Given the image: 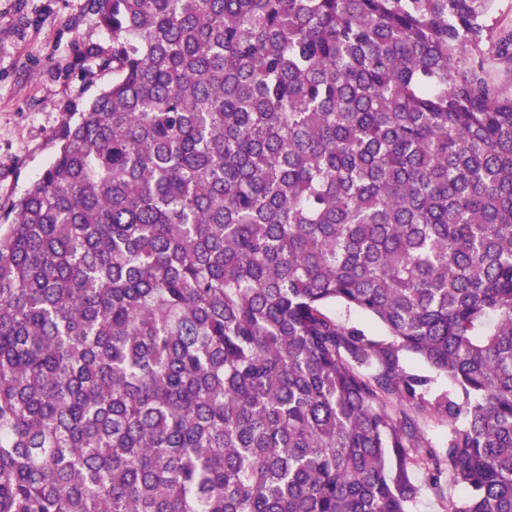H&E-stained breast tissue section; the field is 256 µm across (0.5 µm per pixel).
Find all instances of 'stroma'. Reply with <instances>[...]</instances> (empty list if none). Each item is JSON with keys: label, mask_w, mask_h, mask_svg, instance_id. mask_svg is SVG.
<instances>
[{"label": "stroma", "mask_w": 512, "mask_h": 512, "mask_svg": "<svg viewBox=\"0 0 512 512\" xmlns=\"http://www.w3.org/2000/svg\"><path fill=\"white\" fill-rule=\"evenodd\" d=\"M112 39L93 0H0V203L49 166L64 124L112 83ZM409 512H448L457 490L416 464Z\"/></svg>", "instance_id": "obj_1"}]
</instances>
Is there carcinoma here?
Instances as JSON below:
<instances>
[{"mask_svg": "<svg viewBox=\"0 0 512 512\" xmlns=\"http://www.w3.org/2000/svg\"><path fill=\"white\" fill-rule=\"evenodd\" d=\"M93 2L112 85L0 204V512H408L401 352L448 512H512L493 0ZM326 312L331 317L336 318V321L342 322L347 327H354L362 330L368 339L380 342H390L391 336H388L385 328L376 320L368 315L349 312L341 303L330 304ZM400 364L407 373L426 376L430 379L426 399L431 400L437 394L448 392L450 388L448 376L435 371L411 354L404 353L401 355ZM407 412L415 420L417 426L419 447L416 448V455L415 452L412 453L414 458L418 459L419 455L429 448H434L437 451L445 448L448 422L441 421L428 413L410 410L409 408Z\"/></svg>", "mask_w": 512, "mask_h": 512, "instance_id": "carcinoma-1", "label": "carcinoma"}]
</instances>
